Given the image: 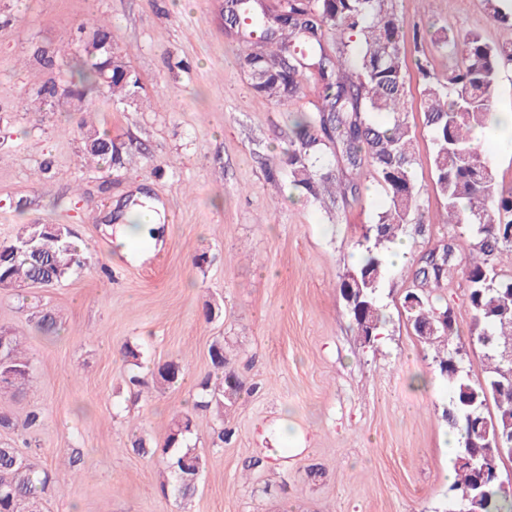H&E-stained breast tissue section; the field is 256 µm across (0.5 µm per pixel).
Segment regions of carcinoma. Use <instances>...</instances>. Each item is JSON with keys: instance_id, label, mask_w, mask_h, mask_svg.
Here are the masks:
<instances>
[{"instance_id": "1", "label": "carcinoma", "mask_w": 512, "mask_h": 512, "mask_svg": "<svg viewBox=\"0 0 512 512\" xmlns=\"http://www.w3.org/2000/svg\"><path fill=\"white\" fill-rule=\"evenodd\" d=\"M483 2L495 21L512 25V7H504V0ZM225 12L246 37L242 60L258 94L282 103L301 93L305 72L317 77L321 103L297 122L299 145L288 158L292 185L316 200L327 185L344 196L356 193L357 182L344 184L323 166L331 152L352 175L372 173L388 195V208L356 242L362 259L354 272L364 296L360 313L352 318L357 336H377L385 322L378 298L386 269L385 248L410 223L422 194L415 176L416 127L408 120L409 66L394 0H288L287 9L274 15L262 8L260 0H225ZM328 37L339 45L336 56L325 49ZM111 41L110 25L94 26L93 40L83 45L84 58L71 70L69 86L77 101H86L103 85L101 62L105 44ZM438 43L453 52L457 62L444 77L418 65L423 124L431 134L432 186L443 201V222L466 226L470 255L463 273L469 283L470 335L492 360L488 376L476 381L465 370L448 366L443 347L448 338L458 335L453 322L438 328L433 340L423 341L435 350V369L452 390L446 418L459 435V446L456 479L449 491L458 501L477 483L476 471L460 463L468 445L481 450L480 464L489 472L500 470L507 459L512 461V456H502L495 448L496 437H512V382L504 379L497 353L512 344V276L499 275L494 264L502 250L512 249V189L498 187L492 161L473 137L476 129L489 123L491 90L501 71L512 65V47L491 46L477 32L459 31L442 34ZM138 88L139 78L132 71L125 76L112 74L107 86L117 99L135 95ZM39 94L46 105L68 101L52 81L43 83ZM85 141L89 159H112V151L98 147L110 142L108 135L88 130ZM84 264L82 250L66 226L22 224L11 241L0 244V288L49 287ZM457 266L451 245L436 257L428 256L415 271L418 290L407 293L402 304L415 335H422L428 324H438L442 308L433 303L431 289L442 287ZM7 352L0 363V384L23 390L31 383V363L14 332ZM209 355L215 377L201 382L193 407L212 413L213 432L222 442L230 435L224 427V411L241 398L246 383L227 367L224 342L213 343ZM152 377L156 387L169 388L182 382L183 368L172 359L157 365ZM38 421L35 412L21 422L1 415L0 427L30 429ZM193 426L192 415L182 412L174 417L160 447L135 432L131 437L137 454L161 455L170 471L168 486L183 501L196 492L204 465L187 444ZM49 480V474L37 470L30 458L0 445V512H42L39 494ZM478 493L481 500L473 506L475 512H512V492L500 483L488 482Z\"/></svg>"}]
</instances>
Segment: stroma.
Masks as SVG:
<instances>
[{
  "mask_svg": "<svg viewBox=\"0 0 512 512\" xmlns=\"http://www.w3.org/2000/svg\"><path fill=\"white\" fill-rule=\"evenodd\" d=\"M223 5L0 0V243L21 224H64L86 258L28 304L0 289V327L23 336L33 369L23 392H0V414L41 416L28 431L0 428V443L50 472L43 512H454L451 389L400 310L422 254L451 240L464 258L469 246L463 227L439 221L419 96H410L409 120L420 207L401 235L406 262L388 265L381 281L387 322L369 346L339 284L357 265L355 242L385 208V192L369 175L358 197L341 201H314L291 186L293 119L318 105L315 79L284 105L257 94ZM395 8L408 61L441 77L454 66L436 43L442 32L512 44V26L494 23L482 0H395ZM93 18L111 22L112 51L137 75L138 93L119 102L99 92L88 116L51 110L37 99L39 85L67 82L80 27ZM44 49L53 67L43 64ZM84 118L110 135L115 160H87ZM146 199L159 205L161 226L135 254L113 230ZM203 253L208 264L196 266ZM433 296L455 312L449 351L484 379L464 276ZM208 303L216 307L209 320ZM46 312L54 331L38 325ZM216 341L250 392L225 418L227 442L208 414H197L190 444L204 468L184 503L162 492L163 463L134 454L130 433L163 444L173 415L191 409L211 372ZM127 344L141 353L139 371L120 353ZM171 359L182 362L183 381L155 390L153 368ZM421 376L426 386H416ZM76 448L81 464L59 469Z\"/></svg>",
  "mask_w": 512,
  "mask_h": 512,
  "instance_id": "1",
  "label": "stroma"
}]
</instances>
